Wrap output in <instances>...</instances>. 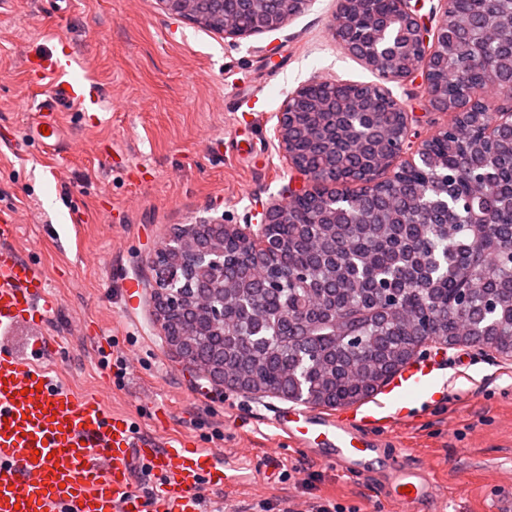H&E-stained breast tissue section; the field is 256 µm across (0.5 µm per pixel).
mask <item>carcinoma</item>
<instances>
[{
  "instance_id": "1",
  "label": "carcinoma",
  "mask_w": 512,
  "mask_h": 512,
  "mask_svg": "<svg viewBox=\"0 0 512 512\" xmlns=\"http://www.w3.org/2000/svg\"><path fill=\"white\" fill-rule=\"evenodd\" d=\"M195 13L205 28L223 30L219 0H200ZM447 26L438 82L448 103L468 88L511 95L512 0H448ZM352 88L340 84L335 108L310 113L293 136L298 156L326 184L390 149L360 113L346 111ZM477 109L433 146L425 177L391 192L348 191L314 224L278 225L289 249L266 261L281 287H268L237 260L236 245H224V275L237 283L224 293L228 323L213 332L195 316L189 329L201 336L182 354L204 367L222 360L285 398L300 383L309 403L325 407L368 397L423 335L450 340L453 328L469 325L479 342L512 357V130L484 139L473 125L491 124L496 110L486 101ZM351 207L373 208L384 223H349L341 210ZM382 288L404 309L428 311L430 330L370 315ZM359 363L362 387L347 376Z\"/></svg>"
}]
</instances>
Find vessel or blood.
<instances>
[{"label":"vessel or blood","mask_w":512,"mask_h":512,"mask_svg":"<svg viewBox=\"0 0 512 512\" xmlns=\"http://www.w3.org/2000/svg\"><path fill=\"white\" fill-rule=\"evenodd\" d=\"M67 98L100 103L96 87L60 83L38 103L29 125L31 140L43 149L57 145V105ZM17 230L14 215L0 219V512H203V492L224 485L222 449L169 435L162 407L153 413V432H135L129 415L52 375L58 343L44 327L57 303L44 272L15 247ZM434 370L419 360L367 408L333 415L292 408L273 425L280 437L347 476L382 474L402 512L437 498L433 478L403 457L380 459L378 450L386 429L414 420L411 395L446 402L449 383ZM140 465L160 478V488L147 494L136 488Z\"/></svg>","instance_id":"1"}]
</instances>
